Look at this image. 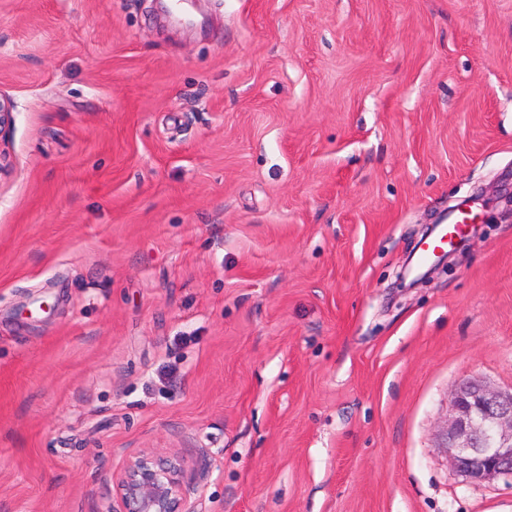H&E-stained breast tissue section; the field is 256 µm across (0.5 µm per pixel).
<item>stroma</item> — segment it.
<instances>
[{
  "instance_id": "1",
  "label": "stroma",
  "mask_w": 512,
  "mask_h": 512,
  "mask_svg": "<svg viewBox=\"0 0 512 512\" xmlns=\"http://www.w3.org/2000/svg\"><path fill=\"white\" fill-rule=\"evenodd\" d=\"M191 10L0 0V512H99L139 450L198 512H512L442 449L512 389V0ZM12 104L10 100L0 97V175H5L11 170V163L7 153L1 149V144L4 143L12 132Z\"/></svg>"
}]
</instances>
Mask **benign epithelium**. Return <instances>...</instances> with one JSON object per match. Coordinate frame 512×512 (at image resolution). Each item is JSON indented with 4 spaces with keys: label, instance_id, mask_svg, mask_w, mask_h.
<instances>
[{
    "label": "benign epithelium",
    "instance_id": "obj_1",
    "mask_svg": "<svg viewBox=\"0 0 512 512\" xmlns=\"http://www.w3.org/2000/svg\"><path fill=\"white\" fill-rule=\"evenodd\" d=\"M12 104L0 97V144L12 132ZM435 255L428 269L411 284L425 281L459 251ZM453 413L442 448L454 470L470 480L512 477V390H498L480 379L460 384L452 393ZM119 490V507L103 505L100 512H196L183 480L180 460L155 453L129 455L112 475Z\"/></svg>",
    "mask_w": 512,
    "mask_h": 512
}]
</instances>
